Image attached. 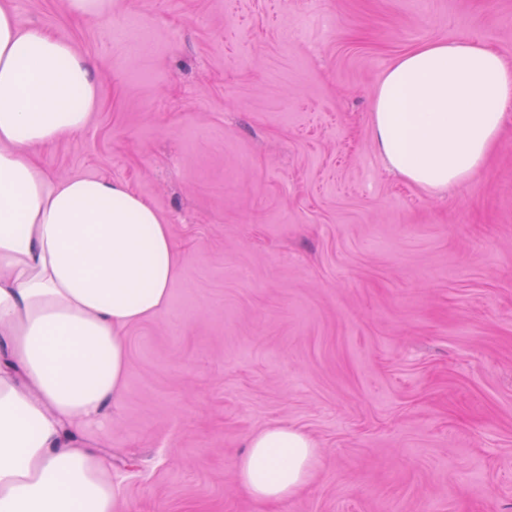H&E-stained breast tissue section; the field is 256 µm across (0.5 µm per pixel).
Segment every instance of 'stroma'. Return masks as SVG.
Instances as JSON below:
<instances>
[{
    "label": "stroma",
    "instance_id": "obj_1",
    "mask_svg": "<svg viewBox=\"0 0 512 512\" xmlns=\"http://www.w3.org/2000/svg\"><path fill=\"white\" fill-rule=\"evenodd\" d=\"M0 5L96 67L97 109L39 168L129 186L177 252L167 309L126 331L109 423L84 433L127 512H512V121L437 195L385 168L371 126L419 43L512 61V0ZM283 422L317 444L312 477L259 504L236 463Z\"/></svg>",
    "mask_w": 512,
    "mask_h": 512
}]
</instances>
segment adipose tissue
I'll return each instance as SVG.
<instances>
[{
	"instance_id": "1",
	"label": "adipose tissue",
	"mask_w": 512,
	"mask_h": 512,
	"mask_svg": "<svg viewBox=\"0 0 512 512\" xmlns=\"http://www.w3.org/2000/svg\"><path fill=\"white\" fill-rule=\"evenodd\" d=\"M95 67L0 6V512H125L107 459L82 439L120 399L125 331L169 303L178 257L168 225L118 182L49 181L32 148L84 128ZM512 112V63L460 37L398 56L373 93L376 150L439 193L484 167ZM315 442L277 424L236 464L254 500L295 496Z\"/></svg>"
}]
</instances>
